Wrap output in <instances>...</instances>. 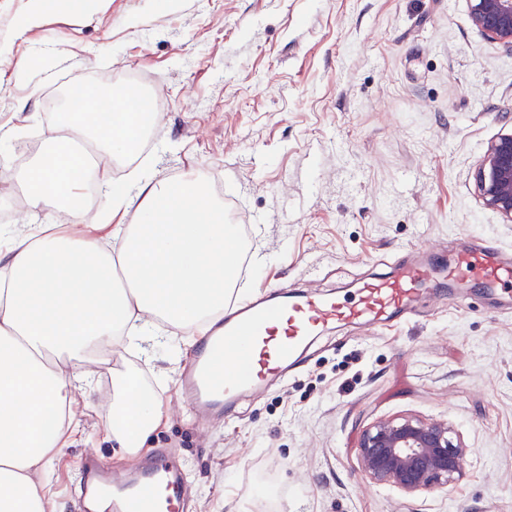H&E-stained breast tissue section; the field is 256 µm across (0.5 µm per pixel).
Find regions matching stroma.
<instances>
[{"label":"stroma","instance_id":"obj_1","mask_svg":"<svg viewBox=\"0 0 512 512\" xmlns=\"http://www.w3.org/2000/svg\"><path fill=\"white\" fill-rule=\"evenodd\" d=\"M30 0H0V225L59 221L7 213L57 115L55 99L108 76L161 115L101 180L136 170L169 181L217 177L226 223L246 244L240 301L300 288L341 296L359 280L463 247L512 261V223L485 207L475 174L512 130V53L472 26L468 0H98L33 29ZM31 72L17 78V62ZM184 360L116 350L97 368L76 445L51 492L76 512L87 453L114 469L175 449L187 512H512V289L432 284L409 319L326 331L302 365L259 398L202 426L173 395ZM151 380L168 414L138 456L102 438L112 372ZM442 420L471 454L456 483L415 495L362 475L363 430L389 417Z\"/></svg>","mask_w":512,"mask_h":512}]
</instances>
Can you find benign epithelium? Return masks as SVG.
<instances>
[{
  "label": "benign epithelium",
  "mask_w": 512,
  "mask_h": 512,
  "mask_svg": "<svg viewBox=\"0 0 512 512\" xmlns=\"http://www.w3.org/2000/svg\"><path fill=\"white\" fill-rule=\"evenodd\" d=\"M473 27L512 53V0H468ZM483 204L512 223V132L498 136L479 163ZM468 449L448 426L412 416L381 420L362 434L357 457L372 482L414 494L448 485L463 472Z\"/></svg>",
  "instance_id": "obj_1"
}]
</instances>
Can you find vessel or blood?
<instances>
[{"label": "vessel or blood", "mask_w": 512, "mask_h": 512, "mask_svg": "<svg viewBox=\"0 0 512 512\" xmlns=\"http://www.w3.org/2000/svg\"><path fill=\"white\" fill-rule=\"evenodd\" d=\"M436 279L463 288L475 281L494 291L512 287V263L473 249L445 263L403 265L394 274L361 280L349 299L307 289L230 302L223 320L198 339L180 376L176 402L199 420L223 418L242 395L261 394L269 380L285 376L322 331L385 325ZM80 474V512H180L188 495L185 474L168 448L156 449L143 464L121 473L89 454Z\"/></svg>", "instance_id": "1"}]
</instances>
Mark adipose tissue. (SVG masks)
I'll return each instance as SVG.
<instances>
[{
    "instance_id": "adipose-tissue-1",
    "label": "adipose tissue",
    "mask_w": 512,
    "mask_h": 512,
    "mask_svg": "<svg viewBox=\"0 0 512 512\" xmlns=\"http://www.w3.org/2000/svg\"><path fill=\"white\" fill-rule=\"evenodd\" d=\"M152 122L148 96L93 85L73 90L45 148L23 176L32 207L55 204L71 219L87 206L86 156L132 154ZM100 237L63 224L7 233L0 251V512H63L50 466L76 433L78 398L94 392L88 369L115 347L178 356L183 344L221 321L242 251L237 227L200 179L158 181L142 174L106 185ZM131 372L112 378L113 447L134 454L163 424Z\"/></svg>"
}]
</instances>
